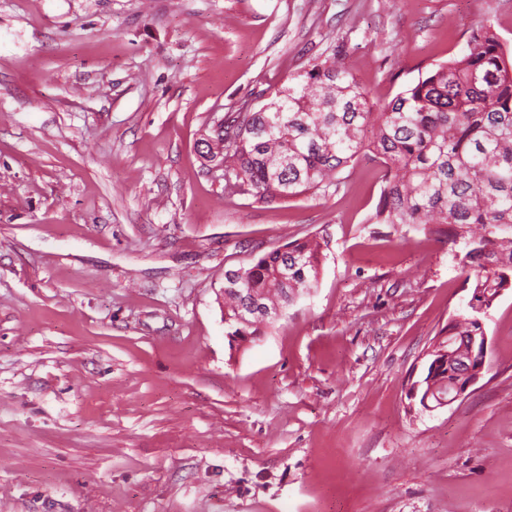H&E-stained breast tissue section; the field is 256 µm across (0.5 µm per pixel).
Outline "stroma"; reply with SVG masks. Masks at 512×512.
I'll list each match as a JSON object with an SVG mask.
<instances>
[{
  "instance_id": "stroma-1",
  "label": "stroma",
  "mask_w": 512,
  "mask_h": 512,
  "mask_svg": "<svg viewBox=\"0 0 512 512\" xmlns=\"http://www.w3.org/2000/svg\"><path fill=\"white\" fill-rule=\"evenodd\" d=\"M512 0H0V512H512V288L468 396L408 391L471 295L444 224L366 217L380 167L272 203L196 143L345 44L390 101ZM318 283L230 351L224 273Z\"/></svg>"
}]
</instances>
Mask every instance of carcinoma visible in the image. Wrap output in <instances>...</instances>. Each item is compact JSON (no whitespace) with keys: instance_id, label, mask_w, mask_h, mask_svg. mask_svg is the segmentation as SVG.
<instances>
[{"instance_id":"cac0c4a2","label":"carcinoma","mask_w":512,"mask_h":512,"mask_svg":"<svg viewBox=\"0 0 512 512\" xmlns=\"http://www.w3.org/2000/svg\"><path fill=\"white\" fill-rule=\"evenodd\" d=\"M344 45L288 78L261 108L227 119L224 194L260 202L326 194L347 185V172L366 157L381 168L380 196L368 224L402 229L448 224L462 229V268L476 300L489 309L512 282V52L490 25L472 31L467 51L433 65L390 101L376 104L346 64ZM318 246L285 244L247 268L224 272V326L230 348L260 335L271 318L252 316L233 289L245 288L267 307L286 308L314 287ZM467 311L448 323L449 339L434 346L420 398L448 399V359L458 337L479 329Z\"/></svg>"}]
</instances>
